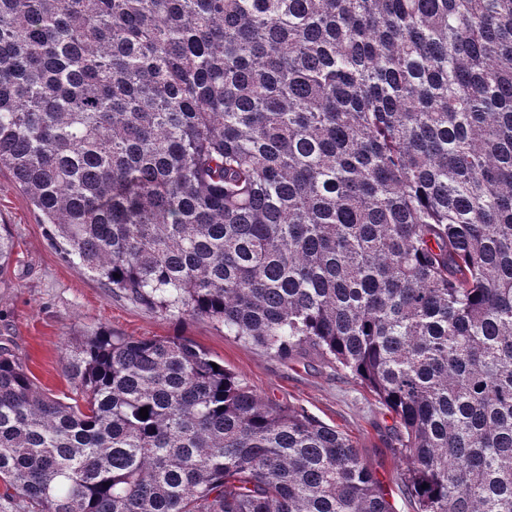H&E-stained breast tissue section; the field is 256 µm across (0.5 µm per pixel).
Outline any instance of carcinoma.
I'll return each instance as SVG.
<instances>
[{
	"instance_id": "cac0c4a2",
	"label": "carcinoma",
	"mask_w": 512,
	"mask_h": 512,
	"mask_svg": "<svg viewBox=\"0 0 512 512\" xmlns=\"http://www.w3.org/2000/svg\"><path fill=\"white\" fill-rule=\"evenodd\" d=\"M0 167L105 287L359 380L417 512H512V0H0ZM62 361L0 348L14 512H395L186 336Z\"/></svg>"
}]
</instances>
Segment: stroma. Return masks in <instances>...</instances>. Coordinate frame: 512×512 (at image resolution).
<instances>
[{
	"label": "stroma",
	"mask_w": 512,
	"mask_h": 512,
	"mask_svg": "<svg viewBox=\"0 0 512 512\" xmlns=\"http://www.w3.org/2000/svg\"><path fill=\"white\" fill-rule=\"evenodd\" d=\"M0 224L15 242L14 260L0 275V347L27 369L38 387L61 400L75 388L62 371L68 344L103 329L121 336L182 333L258 395L304 407L349 435L375 470L395 512H417L407 465L390 445L393 415L358 380L335 364L304 354L283 360L224 331L206 318L176 321L122 293L112 292L56 250L11 171L0 168Z\"/></svg>",
	"instance_id": "stroma-1"
}]
</instances>
